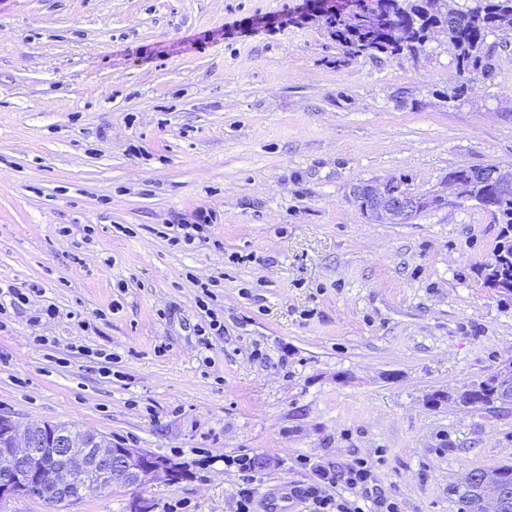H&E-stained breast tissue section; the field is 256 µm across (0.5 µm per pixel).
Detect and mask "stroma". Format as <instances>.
Here are the masks:
<instances>
[{
  "label": "stroma",
  "instance_id": "obj_1",
  "mask_svg": "<svg viewBox=\"0 0 512 512\" xmlns=\"http://www.w3.org/2000/svg\"><path fill=\"white\" fill-rule=\"evenodd\" d=\"M302 5L0 0V287L39 289L0 329V414L184 473L0 512H236L247 487L258 512H308L293 489L358 457L402 512H458L467 473L512 465V405L447 399L512 359V303L479 275L500 226L448 185L512 172V32L486 39L491 78L446 41L340 64ZM392 177L443 204L369 220L352 185ZM202 207L207 238L170 245ZM242 453L270 461L248 484Z\"/></svg>",
  "mask_w": 512,
  "mask_h": 512
}]
</instances>
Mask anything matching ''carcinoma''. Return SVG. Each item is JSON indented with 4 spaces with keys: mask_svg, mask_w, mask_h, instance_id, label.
I'll return each instance as SVG.
<instances>
[{
    "mask_svg": "<svg viewBox=\"0 0 512 512\" xmlns=\"http://www.w3.org/2000/svg\"><path fill=\"white\" fill-rule=\"evenodd\" d=\"M310 13L318 14L327 36L336 43L338 62L380 54L414 55L443 36L457 48L459 70L479 69L487 77L494 73L491 55L484 51L488 34L512 31V0H481L470 11L453 8L448 0H345L343 6L311 0L301 16ZM450 177L458 196L476 202L503 224L496 261L480 274L486 286L512 300V193L500 191L475 166L457 169ZM452 399L463 407L512 405V361H503L483 378L467 383ZM116 492V488L95 491L88 475L75 483L66 503L108 499ZM455 495L459 512H484L489 497L497 499L499 512H512V466L477 471L476 480L458 486Z\"/></svg>",
    "mask_w": 512,
    "mask_h": 512,
    "instance_id": "obj_1",
    "label": "carcinoma"
}]
</instances>
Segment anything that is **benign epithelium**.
<instances>
[{"label":"benign epithelium","mask_w":512,"mask_h":512,"mask_svg":"<svg viewBox=\"0 0 512 512\" xmlns=\"http://www.w3.org/2000/svg\"><path fill=\"white\" fill-rule=\"evenodd\" d=\"M351 200L364 215L375 220L389 216L403 223L425 211L426 199L387 180L377 185L355 184ZM34 424H23L9 416H0V503L24 495L56 500L69 494L79 474H93L100 482L121 488L136 487L157 474H170L168 463L147 462L148 452L141 448L110 445L84 448L70 435L42 424L47 435H36ZM62 464L48 469V458Z\"/></svg>","instance_id":"1"}]
</instances>
